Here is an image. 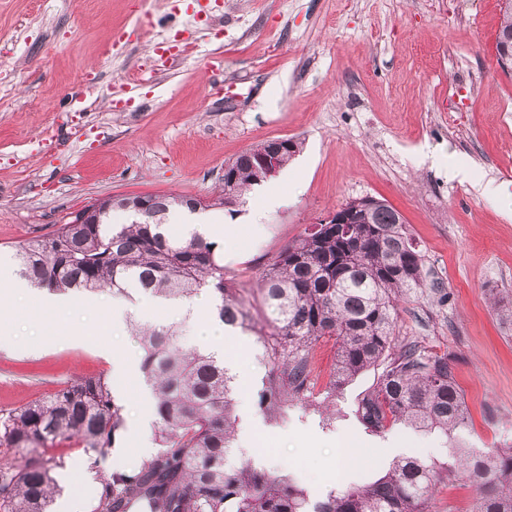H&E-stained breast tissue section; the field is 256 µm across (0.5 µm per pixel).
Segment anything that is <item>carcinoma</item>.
Masks as SVG:
<instances>
[{"label":"carcinoma","mask_w":512,"mask_h":512,"mask_svg":"<svg viewBox=\"0 0 512 512\" xmlns=\"http://www.w3.org/2000/svg\"><path fill=\"white\" fill-rule=\"evenodd\" d=\"M233 175L214 197L155 194L139 209L135 197L100 200L83 224H61L14 254L30 284L60 292L109 291L170 302L210 294L213 314L228 330L252 333L267 374L257 405L272 420L307 399L313 389V350L335 341L327 396L311 404L330 420L336 390L388 360L356 417L382 433L400 423L443 438L467 423L464 395L448 355L414 345L391 354L401 301L427 283L423 256L406 224L381 200L357 212L343 233L336 225L306 230L284 245L258 277L265 325L258 328L241 297L243 285L224 277L217 245L198 233L173 236L174 209L206 212L243 199L265 181L254 153L238 155ZM128 222H111L113 209ZM139 346V371L152 396L156 451L140 464L105 470V450L122 440L125 408L103 375L80 377L56 391L0 413V447L20 463L0 464V512H52L61 492L53 471L66 458L48 449L73 442L95 474L90 512H433L438 489L462 477L475 488L471 512H512V447L450 448L454 465L418 456L395 460L364 482L338 483L313 501L290 476L256 461L237 446L238 386L223 358L181 341L176 322L130 320Z\"/></svg>","instance_id":"carcinoma-1"}]
</instances>
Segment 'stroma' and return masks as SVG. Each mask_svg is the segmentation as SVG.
<instances>
[{"label": "stroma", "instance_id": "obj_1", "mask_svg": "<svg viewBox=\"0 0 512 512\" xmlns=\"http://www.w3.org/2000/svg\"><path fill=\"white\" fill-rule=\"evenodd\" d=\"M0 0V275L19 244L114 195L210 197L225 163L273 139L301 143L280 205L246 193L228 227L262 211V236L235 237L224 273L260 315L258 276L289 240L346 202L400 211L441 290L401 302L394 347L448 355L468 412L463 446L512 445V70L493 43L500 0ZM222 55L221 72L210 68ZM498 187V195L487 186ZM111 299L27 319V342L0 348V410L79 376L110 377L127 411L104 467L146 455L136 424L142 386L114 377L103 348L132 344ZM84 327L87 339L69 337ZM59 335L45 345L46 332ZM230 367L243 396L240 440L295 476L310 498L334 482L327 461L348 440L353 480L396 457L444 462L441 437L400 425L368 431L354 416L382 374L338 390L330 425L296 404L272 422L254 393L266 370L242 336Z\"/></svg>", "mask_w": 512, "mask_h": 512}]
</instances>
